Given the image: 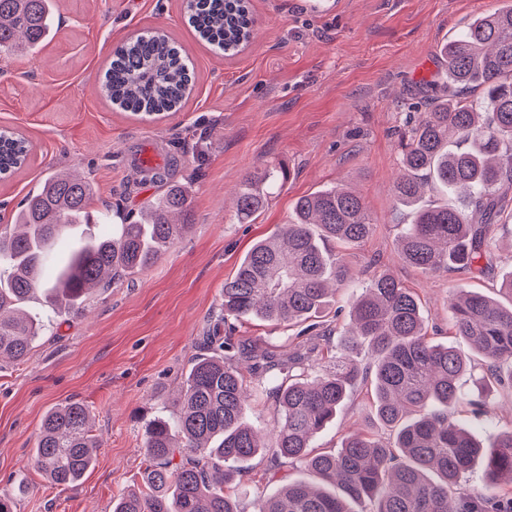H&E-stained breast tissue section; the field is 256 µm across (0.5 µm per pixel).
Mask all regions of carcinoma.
<instances>
[{
	"mask_svg": "<svg viewBox=\"0 0 512 512\" xmlns=\"http://www.w3.org/2000/svg\"><path fill=\"white\" fill-rule=\"evenodd\" d=\"M185 8L196 36L222 54L249 42L250 0H186ZM59 10L60 0H0V53L46 44ZM441 54L448 59L442 95L401 140L392 196L412 219L398 251L425 273L479 277L493 266L495 226L512 218V5L477 16ZM191 82L182 49L154 31L115 48L103 92L145 118L180 111ZM459 86L483 89V100L460 99ZM28 152L24 137L1 130L0 177L21 168ZM286 177L282 166L246 176L233 220L256 219ZM434 188L455 192L458 205L425 204ZM92 197L88 179L59 174L26 195L13 224L0 225V362H26L44 334V320L26 311L32 300L41 295L55 310L81 312L93 290L148 268L191 226L189 195L170 184L135 219L118 215L111 236H85L80 229L97 222ZM373 231L360 196L340 185L300 197L292 219L256 241L224 281L218 318L292 326L321 317L336 288L359 280L329 245L359 246ZM72 234L75 245L46 278L58 242ZM499 293L506 301L457 290L448 303L455 340L446 344L430 336L419 296L386 270L352 297L349 330L337 345L314 325L308 352L287 360L248 337H200L204 353L186 373L175 416L145 424L139 485L113 499L112 512H246L241 478L259 484L270 476L241 468L257 456L321 483L290 481L254 499L251 512H512V421L487 447L453 419L461 403L482 414L491 384L512 385V275ZM476 356L485 374L464 394L460 381ZM367 384L376 425L343 436L333 452L315 450L317 434ZM251 386L273 406L268 439L247 420ZM98 451L87 408L70 402L46 414L31 464L51 485L72 488ZM479 461L486 497L461 485Z\"/></svg>",
	"mask_w": 512,
	"mask_h": 512,
	"instance_id": "obj_1",
	"label": "carcinoma"
}]
</instances>
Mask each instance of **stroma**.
<instances>
[{"label":"stroma","mask_w":512,"mask_h":512,"mask_svg":"<svg viewBox=\"0 0 512 512\" xmlns=\"http://www.w3.org/2000/svg\"><path fill=\"white\" fill-rule=\"evenodd\" d=\"M507 0H251L253 36L227 57L189 27L184 0H62L59 28L40 50L0 53V129L30 143L27 165L0 182V225L60 169L89 177L92 230L112 232L113 206L139 211L163 184L137 181L141 147L178 157L167 181L186 184L191 231L149 269L96 290L80 314L53 316L27 362L0 365V497L14 512H112L133 486L146 421L171 416L197 339L217 324L224 282L250 246L292 217L295 201L351 184L374 224L342 256L353 269L377 263L420 297L438 341L448 339V299L464 287L491 292L512 271V221L498 225L488 275L428 274L402 263L396 241L410 218L394 201L399 136L440 94V44ZM161 29L187 51L194 72L176 113L140 120L101 94L115 45ZM284 166L288 178L260 216L233 223V196L250 172ZM166 181V182H167ZM276 357L303 351L298 327L236 328ZM82 402L101 446L74 488L52 487L30 464L46 413ZM372 397L353 393L315 446L333 451L372 421Z\"/></svg>","instance_id":"obj_1"}]
</instances>
